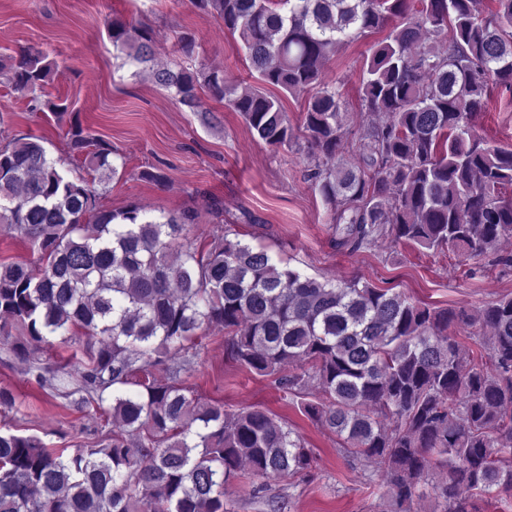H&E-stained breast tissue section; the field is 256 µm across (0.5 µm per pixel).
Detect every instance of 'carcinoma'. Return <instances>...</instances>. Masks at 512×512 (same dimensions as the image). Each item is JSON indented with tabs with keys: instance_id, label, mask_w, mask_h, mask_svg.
I'll return each mask as SVG.
<instances>
[{
	"instance_id": "carcinoma-1",
	"label": "carcinoma",
	"mask_w": 512,
	"mask_h": 512,
	"mask_svg": "<svg viewBox=\"0 0 512 512\" xmlns=\"http://www.w3.org/2000/svg\"><path fill=\"white\" fill-rule=\"evenodd\" d=\"M237 37L256 80L308 95L303 112L310 179L333 212L336 245L354 253L380 241L463 263L512 267V149L475 132L495 87L512 90V0H192ZM387 35L366 58L365 112L345 128L346 102L323 80L330 56L369 33ZM114 49L193 112L198 90L239 113L274 149L295 143L281 101L224 73L163 63L151 33L121 20ZM27 111L50 99L56 62L34 47L0 56ZM72 178L41 139L0 147V227L41 252L39 263L0 264V317L26 330L12 345L40 386L112 419V433L64 456L37 437L0 431V512H231L224 486L243 469L260 480L312 477L301 436L263 409L235 412L199 401L166 365L198 331L224 327L228 356L274 378L283 397L306 395L303 413L343 451L383 472L394 512H413L433 473L439 512H480L512 496V296L471 316L366 280H320L266 249L216 238L196 245L189 215L102 208L96 184L116 177L112 147L74 120L66 130ZM355 141L358 157L344 152ZM488 330L465 351L449 329ZM59 339L86 340L88 361L39 366ZM298 364L287 376L281 370ZM162 366L163 374L151 371Z\"/></svg>"
}]
</instances>
